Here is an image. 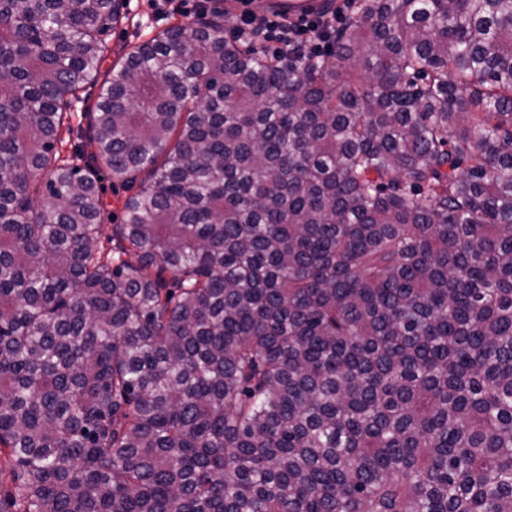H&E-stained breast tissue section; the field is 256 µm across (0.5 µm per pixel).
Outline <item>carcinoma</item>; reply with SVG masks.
I'll return each instance as SVG.
<instances>
[{
	"label": "carcinoma",
	"instance_id": "cac0c4a2",
	"mask_svg": "<svg viewBox=\"0 0 512 512\" xmlns=\"http://www.w3.org/2000/svg\"><path fill=\"white\" fill-rule=\"evenodd\" d=\"M121 21L0 0V512H512V0L170 26L81 166ZM234 2L238 35H262L263 41L260 45L266 52H277L287 47L286 52L297 53L302 51L301 48L319 46L321 42L329 40L335 24L336 28L341 26L351 15V12L347 13L345 18L336 23L349 10L354 0L324 1L319 7L311 6L292 13L275 6L259 9L254 6V0ZM267 41L276 42L277 45L272 51L265 45ZM101 197L104 203L102 224L106 236L112 233V224H119L124 198L128 191H125L120 182L112 180L107 171H102L100 176Z\"/></svg>",
	"mask_w": 512,
	"mask_h": 512
}]
</instances>
